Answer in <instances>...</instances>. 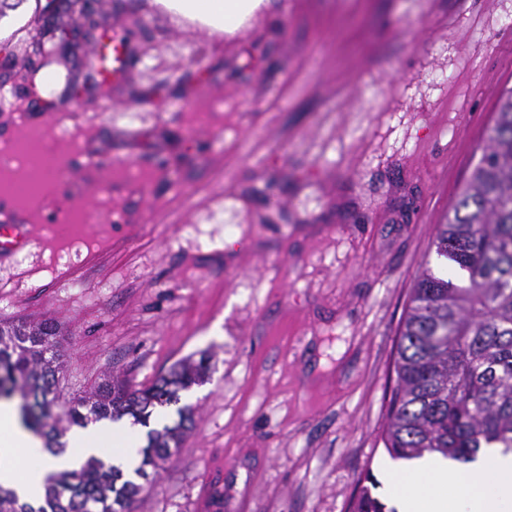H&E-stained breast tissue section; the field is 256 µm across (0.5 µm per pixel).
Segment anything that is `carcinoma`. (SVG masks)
I'll return each mask as SVG.
<instances>
[{
	"mask_svg": "<svg viewBox=\"0 0 512 512\" xmlns=\"http://www.w3.org/2000/svg\"><path fill=\"white\" fill-rule=\"evenodd\" d=\"M436 254L467 276L459 286L423 270L400 329L396 387L383 435L394 459L440 453L473 461L482 447L512 450V88L501 91L494 123L471 179L446 223L436 225ZM52 320L0 322V399L19 396L25 428L62 448L73 428L125 415L149 425L152 409L179 401V392L206 379L205 359L173 366L135 391L105 378L68 405H56L65 355ZM148 433L143 463L171 457L193 428V411ZM349 512H386L373 495L377 482L361 480ZM142 486L125 478L108 457L46 478L37 508L0 487V512H134Z\"/></svg>",
	"mask_w": 512,
	"mask_h": 512,
	"instance_id": "1",
	"label": "carcinoma"
}]
</instances>
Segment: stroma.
Instances as JSON below:
<instances>
[{
	"mask_svg": "<svg viewBox=\"0 0 512 512\" xmlns=\"http://www.w3.org/2000/svg\"><path fill=\"white\" fill-rule=\"evenodd\" d=\"M70 77L90 111L41 127L78 184L70 209L113 218L0 266V321L63 332L58 399L109 376L148 387L182 360L209 377L161 407L196 425L151 470L136 512H346L382 479L400 328L436 225L468 182L512 87V0H274L236 33L148 0H98ZM28 0L0 51V146L19 139L42 19ZM140 54L102 85L100 43ZM116 156L145 174L89 162ZM69 280H59L61 271Z\"/></svg>",
	"mask_w": 512,
	"mask_h": 512,
	"instance_id": "1",
	"label": "stroma"
}]
</instances>
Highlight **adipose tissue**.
Segmentation results:
<instances>
[{
    "instance_id": "obj_1",
    "label": "adipose tissue",
    "mask_w": 512,
    "mask_h": 512,
    "mask_svg": "<svg viewBox=\"0 0 512 512\" xmlns=\"http://www.w3.org/2000/svg\"><path fill=\"white\" fill-rule=\"evenodd\" d=\"M169 11L219 31L235 32L271 0H157ZM128 429L101 421L74 433L67 447L51 453L43 440L23 428L14 404L0 402V486L34 502L48 474L73 470L100 455L106 442L123 438L115 460L134 468L138 458ZM397 512H512V452L480 449L474 462L461 464L439 454H424L387 473Z\"/></svg>"
}]
</instances>
